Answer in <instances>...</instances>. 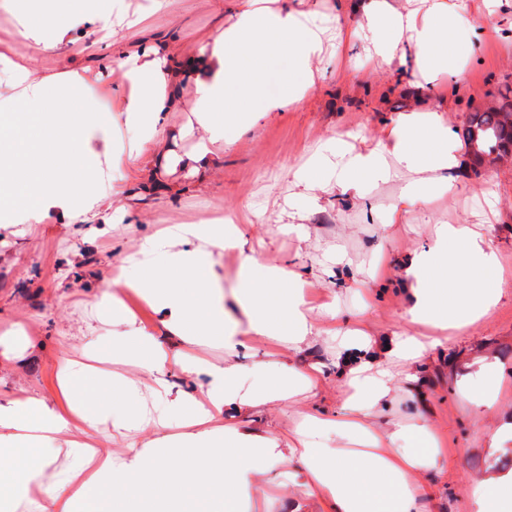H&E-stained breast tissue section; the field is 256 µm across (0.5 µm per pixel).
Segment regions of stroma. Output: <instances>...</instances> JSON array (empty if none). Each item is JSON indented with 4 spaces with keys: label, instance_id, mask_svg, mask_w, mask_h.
<instances>
[{
    "label": "stroma",
    "instance_id": "35a3bbf8",
    "mask_svg": "<svg viewBox=\"0 0 512 512\" xmlns=\"http://www.w3.org/2000/svg\"><path fill=\"white\" fill-rule=\"evenodd\" d=\"M448 9L470 17L493 14L501 36L482 35L468 43L462 79L438 75L425 82L411 72L376 66L349 48L327 50L319 67L323 73L301 107L282 113L258 128L235 135L224 151L207 189L191 186L181 168L162 177L163 189L132 187L123 203L138 217L134 224H32L19 212L0 214V336L10 329L41 325L32 336V350L0 367V389L29 395H58L60 357L103 347L101 337L111 315L108 310L80 301L74 290L94 293L111 267L137 251L140 237L175 223H192L245 209L252 217L244 231L257 256L269 264L286 262L299 269H321L326 256L343 246L352 266L366 271L381 260L383 276L373 298L361 289H340L337 306L351 321L377 335L407 327L400 263L426 246L435 224H481L508 275L512 276V153L477 164L464 158L448 175L447 193L409 215L406 223L382 226L367 220L360 207L328 193L319 208L308 211L299 232H291L278 213L298 211L289 202L285 174L302 164L328 137L343 133L360 151L372 148L386 122L400 113L433 101L445 110L453 131H461L470 112L503 103L512 89V0H447ZM151 0H124L128 18L146 14L145 26L114 20L112 36L93 32L96 52L86 61L98 68L103 59L123 47L160 40L179 31L187 45L216 23V0H167L165 10L149 14ZM98 103L112 125V147L102 159L105 178L122 180L128 173L138 136L125 122L119 99L103 88ZM89 323L100 333L83 341L72 338L76 324ZM275 359L296 364L319 361L324 379L316 399L299 394L288 405L272 406L254 415L258 427H273L288 435L296 412L311 405L333 411L339 405L341 382L336 376L335 349L319 339L310 349L291 355L270 346ZM503 375L500 418L486 416L465 393L491 371ZM426 406L423 410L447 453L443 468L422 480L431 489L429 512H480L477 484L489 473L512 476V437H501V420L512 419V287L507 288L491 316L462 335L452 337L445 350L426 364Z\"/></svg>",
    "mask_w": 512,
    "mask_h": 512
}]
</instances>
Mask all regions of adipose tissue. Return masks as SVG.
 <instances>
[{
	"label": "adipose tissue",
	"instance_id": "obj_1",
	"mask_svg": "<svg viewBox=\"0 0 512 512\" xmlns=\"http://www.w3.org/2000/svg\"><path fill=\"white\" fill-rule=\"evenodd\" d=\"M307 0H229L220 23L194 50L178 36L123 49L106 68L130 92L126 123L139 135L132 177L158 182L177 166L204 182L241 132L298 107L314 90L315 62L325 30ZM17 25L7 50L18 78L14 110L0 113V208L23 210L33 223L123 222L130 212L123 187L105 181L98 143L111 127L83 90L91 42L75 41L83 24L111 31L117 0H6ZM492 15L472 20L448 11L446 0H419L401 11L390 0H364L358 22L364 55L377 66L413 65L425 79L458 59L456 32L474 36L493 27ZM53 51L67 69L42 75L29 54ZM288 69L273 75L277 59ZM187 87L199 133L194 152L177 154L167 136L170 112ZM463 148L439 105L399 115L373 148L348 149L327 138L307 164L289 168L293 197L318 203L336 189L365 205L372 183L403 180L387 223L406 222L411 209L448 188ZM246 214L218 224L204 219L171 224L139 240L137 258L107 280L90 302L112 310L101 371L73 358L58 362L67 405L46 397L0 391V512L29 505L36 512H242L265 492L270 473L302 486L291 512H422L424 472L439 470L442 448L422 417L394 421L399 385L416 388L419 368L445 349L448 336L486 318L508 284L497 252L475 224H438L430 245L403 266L409 328L376 337L341 321L336 291L313 299L308 272L266 266L246 253L240 227ZM244 251L232 297L244 318L225 304L216 253ZM137 296L159 317L152 329L129 310ZM322 336L334 343L343 398L334 413L299 412L292 438L251 425L252 413L284 405L299 394L316 397L320 363L302 367L270 359L266 345L299 352ZM198 347L223 349L220 360L194 356ZM188 378L174 389L173 373ZM235 412L239 423L214 425ZM124 435L144 426L153 436L115 455L98 447L101 423Z\"/></svg>",
	"mask_w": 512,
	"mask_h": 512
}]
</instances>
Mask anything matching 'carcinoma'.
I'll list each match as a JSON object with an SVG mask.
<instances>
[{
  "instance_id": "cac0c4a2",
  "label": "carcinoma",
  "mask_w": 512,
  "mask_h": 512,
  "mask_svg": "<svg viewBox=\"0 0 512 512\" xmlns=\"http://www.w3.org/2000/svg\"><path fill=\"white\" fill-rule=\"evenodd\" d=\"M461 137L478 159L508 152L512 146V102L498 109L470 113Z\"/></svg>"
}]
</instances>
